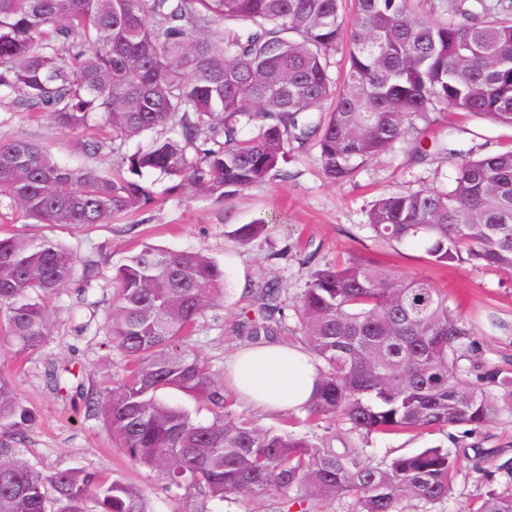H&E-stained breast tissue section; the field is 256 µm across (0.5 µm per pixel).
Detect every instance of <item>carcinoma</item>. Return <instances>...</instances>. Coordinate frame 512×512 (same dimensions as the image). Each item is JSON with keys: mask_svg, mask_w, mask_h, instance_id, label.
I'll return each mask as SVG.
<instances>
[{"mask_svg": "<svg viewBox=\"0 0 512 512\" xmlns=\"http://www.w3.org/2000/svg\"><path fill=\"white\" fill-rule=\"evenodd\" d=\"M342 45L339 80L331 68ZM2 91L67 131L98 116L114 143L178 129L117 154L109 171L65 167L36 143L0 139V198L38 224H107L149 206L156 197L146 172L168 177L173 191L220 195L286 179L297 146L317 148L325 177L341 184L430 112L512 128V0H0ZM243 119L255 128L249 139L240 137ZM367 222L382 241L421 242L435 263L511 272L512 149L460 158L446 189L385 194ZM268 227L245 224L236 237L248 243ZM78 263L56 241L0 237L1 346L25 355L45 344L47 299ZM113 280L106 345L123 355L126 376L87 398L86 410L167 489L194 492L195 512L272 490L294 492L311 509L351 497L355 512L448 498L456 460L444 448L376 463L363 448H320L225 413L224 387L190 344L200 318L223 307L214 258L145 246ZM297 314L323 362L311 416L334 417L364 438L512 417V371L472 358L476 332L424 278L396 281L349 258L312 272ZM284 320L281 289L269 283L235 333L257 343L279 335ZM165 390L195 399L212 419L163 402ZM34 422L0 373V512H149L135 485L33 468L11 442ZM477 512H512V493H486Z\"/></svg>", "mask_w": 512, "mask_h": 512, "instance_id": "1", "label": "carcinoma"}]
</instances>
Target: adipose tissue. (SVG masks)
Masks as SVG:
<instances>
[{
  "mask_svg": "<svg viewBox=\"0 0 512 512\" xmlns=\"http://www.w3.org/2000/svg\"><path fill=\"white\" fill-rule=\"evenodd\" d=\"M228 377L248 404L290 411L311 401L318 374L303 350L267 343L237 353Z\"/></svg>",
  "mask_w": 512,
  "mask_h": 512,
  "instance_id": "ef3b65f1",
  "label": "adipose tissue"
}]
</instances>
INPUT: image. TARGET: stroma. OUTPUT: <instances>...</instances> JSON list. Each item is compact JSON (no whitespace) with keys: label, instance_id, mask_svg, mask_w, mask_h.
<instances>
[{"label":"stroma","instance_id":"obj_1","mask_svg":"<svg viewBox=\"0 0 512 512\" xmlns=\"http://www.w3.org/2000/svg\"><path fill=\"white\" fill-rule=\"evenodd\" d=\"M419 131L430 151L426 162H413L408 142L400 141L389 152L360 164L342 184L324 177L311 146L293 152L288 179L274 177L221 196L173 192L167 178L149 173L145 179L154 185L156 203L134 214L114 216L108 224H36L21 217L9 199L1 198L0 232L64 243L81 260L52 301L56 319L46 344L23 357L0 350V373L13 380L24 403L37 415L34 426L17 443L26 460L46 474L83 468L141 487L149 495L152 512H193L192 494L173 496L154 470L131 461L102 417L87 413L83 402L84 396L104 394L125 374L122 355L105 344L116 304L112 276L130 256L152 245L174 252H202L224 269V307L203 316L193 346L215 381L224 384L229 414L245 416L264 429L287 428L317 446L339 451L363 447L378 461L431 447L448 449L457 458L451 496L424 508L406 503L405 512H468L488 490H505L497 466L512 458L510 417L481 429L458 426L376 434L364 440L335 418H315L303 408L288 413L254 409L226 386L227 364L248 346L235 335L234 327L248 315L261 287L275 282L282 291L286 330L276 336V343L305 347L296 305L310 273L347 256L375 261L394 275L428 278L447 292L449 307L479 329L484 357L512 370V272L465 262L437 265L421 244L384 242L367 226L370 205L384 193L451 184L455 161L440 153L441 143L476 155L496 153L512 148V128L448 111L430 113ZM18 137L45 146L59 164L78 167L88 162L82 151L83 134L0 104V139ZM268 217L275 223L266 236L246 244L235 237L238 227ZM491 314L503 322V329L490 327ZM63 365L73 369L76 389H54L50 373Z\"/></svg>","mask_w":512,"mask_h":512}]
</instances>
